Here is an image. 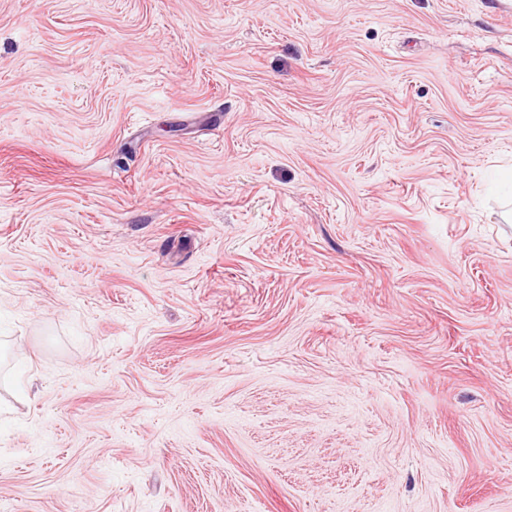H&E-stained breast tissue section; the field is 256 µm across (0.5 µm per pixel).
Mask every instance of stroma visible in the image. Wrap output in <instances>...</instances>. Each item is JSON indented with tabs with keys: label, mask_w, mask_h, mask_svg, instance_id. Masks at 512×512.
<instances>
[{
	"label": "stroma",
	"mask_w": 512,
	"mask_h": 512,
	"mask_svg": "<svg viewBox=\"0 0 512 512\" xmlns=\"http://www.w3.org/2000/svg\"><path fill=\"white\" fill-rule=\"evenodd\" d=\"M512 0H0V512H512Z\"/></svg>",
	"instance_id": "obj_1"
}]
</instances>
